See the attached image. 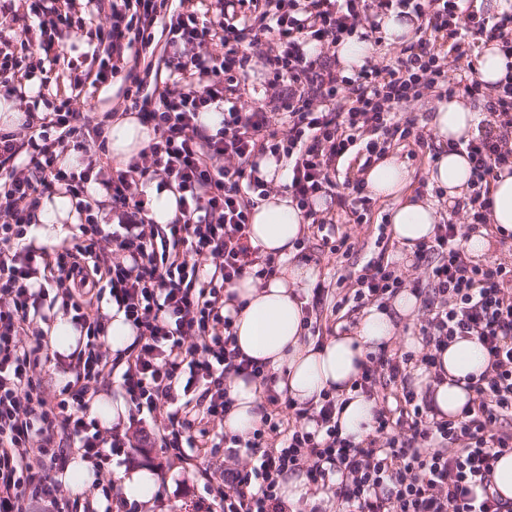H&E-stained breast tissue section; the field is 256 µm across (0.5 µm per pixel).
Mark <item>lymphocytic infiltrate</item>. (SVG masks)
Segmentation results:
<instances>
[{
  "label": "lymphocytic infiltrate",
  "mask_w": 512,
  "mask_h": 512,
  "mask_svg": "<svg viewBox=\"0 0 512 512\" xmlns=\"http://www.w3.org/2000/svg\"><path fill=\"white\" fill-rule=\"evenodd\" d=\"M466 0H0V93L34 104L0 127V512H125L105 467L112 456L150 442L184 461L231 458L222 479L202 469L218 512H306L287 505L285 477L303 472L326 502L307 512H512L491 483L498 459L512 453V264L474 262L462 242L488 229L491 184L512 174V81L492 87L478 77L473 40L499 41L512 54V9L487 18ZM415 17V37L397 56L346 76L328 59L351 38L381 44L379 16ZM94 30L92 67L53 76L64 46ZM29 62L18 61L16 49ZM268 74L263 98L249 88L250 66ZM116 88L125 111L152 138L128 164L102 166L107 120L77 103ZM485 98L483 133L449 142L472 163L470 191L452 205L466 223L440 220L416 243L425 279L410 277L386 253L354 280L338 277L343 295L329 302L316 283L304 304V328L318 332L324 310L387 309L401 289L421 301L423 351L370 353L351 388L375 403L360 442L342 436L335 395L304 406L276 389L264 363L245 358L224 314V290L252 276L269 279L276 254L254 246V206L271 193L260 165L287 167V189L329 254L354 243L316 199L340 212L367 208L366 174L394 146L428 149L429 136L400 108L424 91ZM44 103V112L35 104ZM220 112L219 128L198 124ZM78 163L66 166L65 155ZM353 158L357 174L340 178ZM99 184L112 201L103 215L89 194ZM155 183L177 194L178 213L154 223L147 195ZM65 190L79 217L60 243L32 234L43 196ZM134 332L111 350L101 296ZM57 306L78 333L64 367L69 380L45 390L53 355L47 334ZM475 337L488 359L469 376L461 412L438 420L411 371L441 376V352ZM237 374L261 387V418L247 435L224 429ZM120 377L130 407L126 426L100 428L93 403ZM90 464L91 492L61 481L73 460Z\"/></svg>",
  "instance_id": "lymphocytic-infiltrate-1"
}]
</instances>
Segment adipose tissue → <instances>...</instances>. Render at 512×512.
Segmentation results:
<instances>
[{
	"instance_id": "obj_1",
	"label": "adipose tissue",
	"mask_w": 512,
	"mask_h": 512,
	"mask_svg": "<svg viewBox=\"0 0 512 512\" xmlns=\"http://www.w3.org/2000/svg\"><path fill=\"white\" fill-rule=\"evenodd\" d=\"M486 117L483 103L456 95L435 102L430 126L438 142L469 139L478 135L479 125ZM108 139L113 163L124 165L147 146L150 136L147 128L130 115L111 123ZM262 172L278 184L279 190L254 207L251 241L265 252L277 253L285 266L268 281L246 276L231 286L232 299L225 302L224 312L234 318L235 342L247 357L266 363L277 377L278 390L298 403L318 401L326 391L344 399L341 432L353 440H362L370 430L375 404L364 396L353 395L351 384L360 376L367 353L399 340L398 318L416 315L419 302L404 290L394 297L391 311L373 307L364 310L352 334L338 335L320 344L306 336L299 291L307 287L314 271L296 262L293 254L294 241L304 233V215L282 188L288 180L286 171H275L269 165ZM470 175L466 155L458 152L442 153L429 169L430 181L446 188L452 198L466 192ZM366 181L373 196L396 199L390 222L397 241L410 247L431 236L440 216L430 202L409 194L411 174L396 156L377 161ZM37 218L40 226L36 234L48 244L59 242L65 235V224L77 221L70 198L63 194L45 200ZM440 361L445 373L441 383L428 384L425 374L418 371L414 374L415 384L431 387L440 415L449 418L459 414L469 399L465 377L484 371L487 359L477 339L464 338L449 344ZM229 396L232 406L224 417L225 431H250L261 417L258 382L233 376Z\"/></svg>"
}]
</instances>
